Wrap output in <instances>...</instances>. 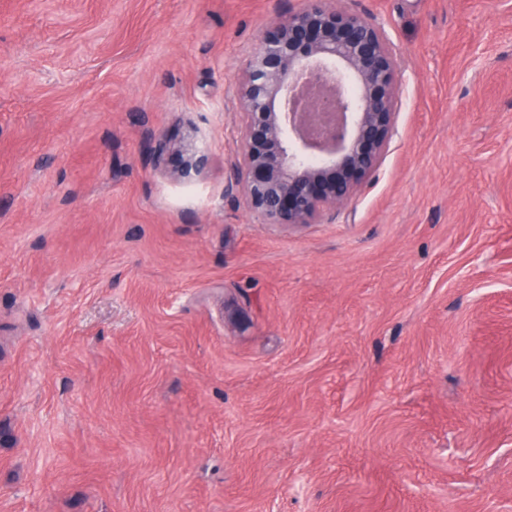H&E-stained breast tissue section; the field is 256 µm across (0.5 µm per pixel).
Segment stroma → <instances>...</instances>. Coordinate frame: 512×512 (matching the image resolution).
Returning a JSON list of instances; mask_svg holds the SVG:
<instances>
[{"label":"stroma","mask_w":512,"mask_h":512,"mask_svg":"<svg viewBox=\"0 0 512 512\" xmlns=\"http://www.w3.org/2000/svg\"><path fill=\"white\" fill-rule=\"evenodd\" d=\"M331 2L395 132L289 225L234 78L306 0H0V512H512V0ZM158 163H163L165 172L172 178H186L192 174L198 175L203 172L207 165L205 154H199L192 147L183 149L175 157L170 154L166 142L159 144L156 151Z\"/></svg>","instance_id":"1"}]
</instances>
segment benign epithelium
<instances>
[{
  "label": "benign epithelium",
  "instance_id": "obj_1",
  "mask_svg": "<svg viewBox=\"0 0 512 512\" xmlns=\"http://www.w3.org/2000/svg\"><path fill=\"white\" fill-rule=\"evenodd\" d=\"M241 160L235 183L270 224H309L344 206L370 178L392 137L396 61L385 31L328 0L278 14L235 77ZM157 160L172 178L203 172L189 147Z\"/></svg>",
  "mask_w": 512,
  "mask_h": 512
}]
</instances>
